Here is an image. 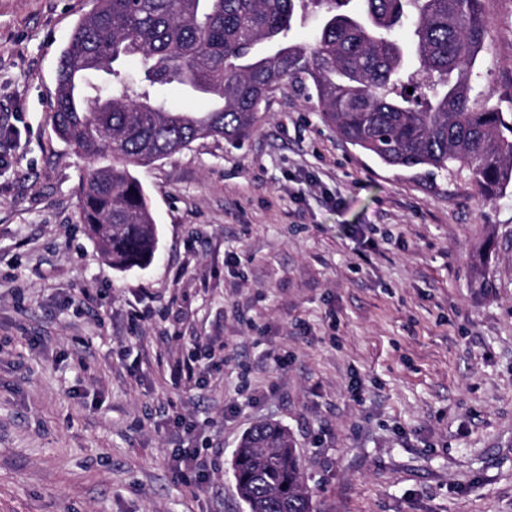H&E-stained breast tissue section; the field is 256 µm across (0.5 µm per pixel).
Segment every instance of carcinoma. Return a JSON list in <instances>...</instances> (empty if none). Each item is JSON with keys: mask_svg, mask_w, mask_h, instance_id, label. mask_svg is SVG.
Returning <instances> with one entry per match:
<instances>
[{"mask_svg": "<svg viewBox=\"0 0 512 512\" xmlns=\"http://www.w3.org/2000/svg\"><path fill=\"white\" fill-rule=\"evenodd\" d=\"M305 0H94L58 65L52 122L90 167L79 223L112 268L149 265L157 225L131 168L195 141L240 142L268 95L309 85L324 122L385 165L466 176L493 203L512 184V113L479 89L488 28L484 0H313L322 14L307 44L288 39ZM139 62L141 83L126 64ZM178 84L214 91L204 121L159 97ZM413 89L407 93V89ZM248 512H315L286 428L264 422L233 456Z\"/></svg>", "mask_w": 512, "mask_h": 512, "instance_id": "cac0c4a2", "label": "carcinoma"}]
</instances>
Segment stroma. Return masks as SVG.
<instances>
[{
  "label": "stroma",
  "mask_w": 512,
  "mask_h": 512,
  "mask_svg": "<svg viewBox=\"0 0 512 512\" xmlns=\"http://www.w3.org/2000/svg\"><path fill=\"white\" fill-rule=\"evenodd\" d=\"M92 6L0 0V512H246L233 454L267 420L317 512H512V195L379 164L297 82L243 142L135 168L158 249L113 269L77 221L89 162L50 120ZM485 15L512 113V0ZM210 339L215 366L172 385Z\"/></svg>",
  "instance_id": "obj_1"
}]
</instances>
